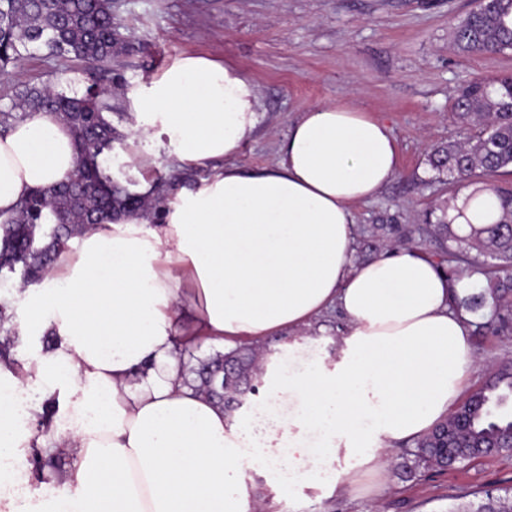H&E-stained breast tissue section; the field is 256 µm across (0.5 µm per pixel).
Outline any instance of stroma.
Segmentation results:
<instances>
[{
  "instance_id": "35a3bbf8",
  "label": "stroma",
  "mask_w": 512,
  "mask_h": 512,
  "mask_svg": "<svg viewBox=\"0 0 512 512\" xmlns=\"http://www.w3.org/2000/svg\"><path fill=\"white\" fill-rule=\"evenodd\" d=\"M474 0H112L117 53L105 71L112 104L182 54L225 59L250 71L264 112L253 141L236 162L267 166L300 109L346 101L393 129L399 174L378 195L353 206L358 226L421 224L448 199L445 176L432 170V147L457 140L451 110L461 85L512 74V52L461 55L450 34ZM26 86L73 94L85 86L82 63L40 51L0 72V105ZM470 388L495 363L512 359V336L471 333ZM386 481L363 476L332 497L303 489L281 496L255 479L256 512H448L486 491H512V456L490 455L411 478L400 468L407 448L390 451Z\"/></svg>"
}]
</instances>
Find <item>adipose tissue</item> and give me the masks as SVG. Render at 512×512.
<instances>
[{
	"label": "adipose tissue",
	"mask_w": 512,
	"mask_h": 512,
	"mask_svg": "<svg viewBox=\"0 0 512 512\" xmlns=\"http://www.w3.org/2000/svg\"><path fill=\"white\" fill-rule=\"evenodd\" d=\"M125 107L133 168L162 150L202 178L157 209L112 212L58 252L22 315L51 347L0 364V459L69 455L47 512H252L249 470L280 493L384 473L385 450L446 417L472 365L469 319L432 260L352 262V203L399 172L391 127L347 103L310 106L272 164L245 170L234 159L257 133L259 87L196 53L131 88ZM75 168L57 117L16 123L0 135V214ZM331 309L346 327L320 357L305 330ZM272 336L288 350L269 355L249 414L185 377V349ZM35 389L63 410L37 435L24 429L42 413Z\"/></svg>",
	"instance_id": "obj_1"
}]
</instances>
